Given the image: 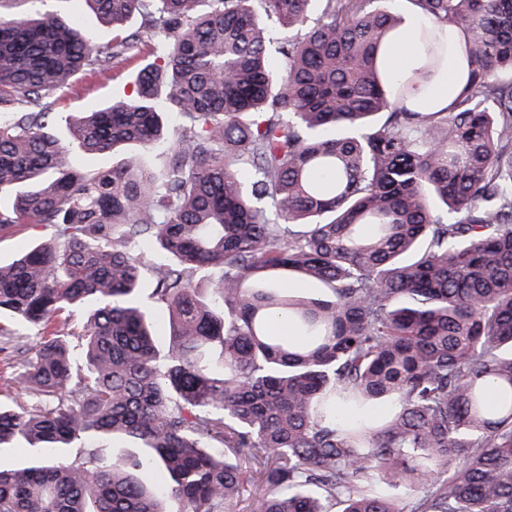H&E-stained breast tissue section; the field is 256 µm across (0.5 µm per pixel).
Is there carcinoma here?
Instances as JSON below:
<instances>
[{
	"mask_svg": "<svg viewBox=\"0 0 512 512\" xmlns=\"http://www.w3.org/2000/svg\"><path fill=\"white\" fill-rule=\"evenodd\" d=\"M27 2L0 0V233L53 236L0 266V352L31 340L0 447L44 458L0 468V512H512V0H408L401 75L388 0H84L103 52ZM145 33L135 93L50 133ZM159 143V170L76 162ZM81 305L73 346L53 327ZM416 24L407 22L401 28L399 36L391 50L390 63L395 70L407 69L415 63L413 43L415 40ZM97 444L103 452L114 457L134 458L141 454L135 443L130 439L115 437H98Z\"/></svg>",
	"mask_w": 512,
	"mask_h": 512,
	"instance_id": "carcinoma-1",
	"label": "carcinoma"
}]
</instances>
